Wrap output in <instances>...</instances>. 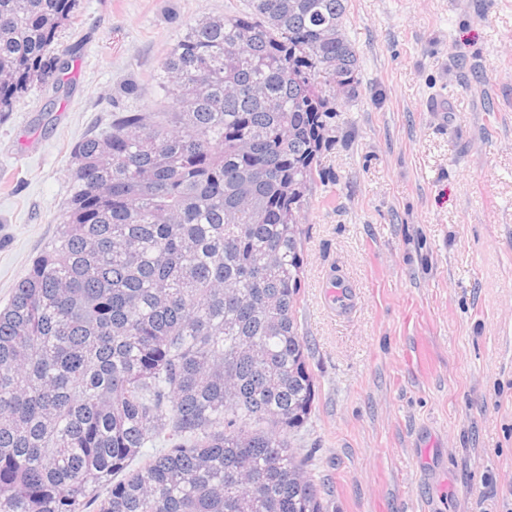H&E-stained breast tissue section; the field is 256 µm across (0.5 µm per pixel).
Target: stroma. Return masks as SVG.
<instances>
[{"label":"stroma","mask_w":512,"mask_h":512,"mask_svg":"<svg viewBox=\"0 0 512 512\" xmlns=\"http://www.w3.org/2000/svg\"><path fill=\"white\" fill-rule=\"evenodd\" d=\"M239 4L81 0L64 87L0 123V306L56 234L74 147L159 99L186 21ZM345 32L362 85L305 207L317 395L291 445L323 512H512V0H349Z\"/></svg>","instance_id":"1"}]
</instances>
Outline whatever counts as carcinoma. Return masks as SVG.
<instances>
[{
    "instance_id": "carcinoma-1",
    "label": "carcinoma",
    "mask_w": 512,
    "mask_h": 512,
    "mask_svg": "<svg viewBox=\"0 0 512 512\" xmlns=\"http://www.w3.org/2000/svg\"><path fill=\"white\" fill-rule=\"evenodd\" d=\"M81 0H0V120ZM347 0L185 23L152 107L74 149L63 224L0 309V512H322L301 213L359 59Z\"/></svg>"
}]
</instances>
